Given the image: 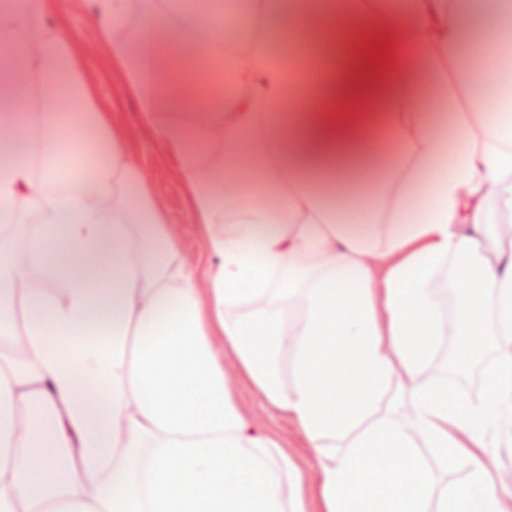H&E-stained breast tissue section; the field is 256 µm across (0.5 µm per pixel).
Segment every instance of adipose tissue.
Returning a JSON list of instances; mask_svg holds the SVG:
<instances>
[{
    "label": "adipose tissue",
    "mask_w": 512,
    "mask_h": 512,
    "mask_svg": "<svg viewBox=\"0 0 512 512\" xmlns=\"http://www.w3.org/2000/svg\"><path fill=\"white\" fill-rule=\"evenodd\" d=\"M88 5L217 267L202 303L68 33L45 0H0V223L41 225L27 265L65 291L28 290L33 355L0 362V512H308L303 474L238 409L216 330L302 429L323 512H503L481 459L441 489L434 473L512 447V85L488 90L512 71V0H245L229 54L222 16L180 0ZM201 46L230 65L223 92L175 66ZM38 78L61 97L35 123ZM64 100L82 107L76 142L58 135ZM88 142L107 164L62 186ZM16 271L1 243L0 334ZM451 331L463 360L495 353L479 400L426 375ZM442 276L443 288H437L440 299L443 303L444 312L451 316L456 309V289L454 283V264L448 263V267L445 268Z\"/></svg>",
    "instance_id": "obj_1"
}]
</instances>
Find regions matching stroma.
I'll return each instance as SVG.
<instances>
[{
  "mask_svg": "<svg viewBox=\"0 0 512 512\" xmlns=\"http://www.w3.org/2000/svg\"><path fill=\"white\" fill-rule=\"evenodd\" d=\"M46 8L49 23L72 31V52L83 63V79L92 88L98 109L111 115L114 132L124 138L128 150L139 158L159 210L167 223L178 230L179 259L191 269L201 299H208L210 276L216 266L208 250V232L190 220L189 194L176 161L155 144L148 132L137 128L135 111L139 103L129 95L124 70L113 63L108 44L96 28L87 24V0H46ZM443 341V347L438 349L427 370L428 375L480 397L482 366L477 362L464 365L451 361L458 338L450 334L444 336ZM214 345L224 361L238 408L247 417L257 420L260 428L279 442L307 481H315L317 468L299 425L286 414L264 408L258 390L235 368L224 348L223 337H215Z\"/></svg>",
  "mask_w": 512,
  "mask_h": 512,
  "instance_id": "35a3bbf8",
  "label": "stroma"
}]
</instances>
